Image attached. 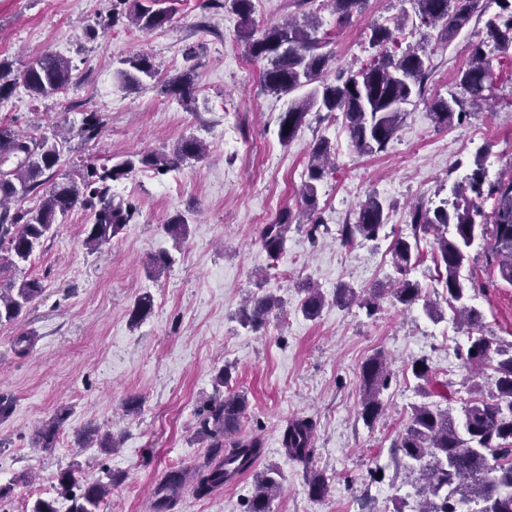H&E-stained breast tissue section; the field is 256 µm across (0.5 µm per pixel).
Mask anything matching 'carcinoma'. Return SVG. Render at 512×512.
<instances>
[{
	"label": "carcinoma",
	"mask_w": 512,
	"mask_h": 512,
	"mask_svg": "<svg viewBox=\"0 0 512 512\" xmlns=\"http://www.w3.org/2000/svg\"><path fill=\"white\" fill-rule=\"evenodd\" d=\"M364 0H329L337 23L349 20ZM500 11L486 22V39L474 44L470 62L460 72L459 86L468 100L453 97L438 99L432 105L431 117L438 126H446L454 118H462L464 103L479 107L491 99L496 77L490 66L487 48L502 52L512 49V0H495ZM421 27H442L441 40L448 42L471 19V0H417ZM127 16L144 31L164 26L168 12L153 10L142 0H128ZM319 24L311 19L305 24L273 25L255 38L249 30L242 31L248 57L262 65L264 89L277 96L291 95L310 87L299 98L291 99L288 109L278 117L279 140L286 144L294 138L303 120L312 109L331 116L342 113L352 146L360 153L380 152L393 139L402 120L401 105L414 94H422L429 73L430 58L417 49H401L398 33L401 26L391 29L384 25L371 28L369 43L379 53L360 69L336 76L327 82L332 57L323 52L324 41L317 36ZM117 69L124 89L137 88L143 79H156L158 71L151 57L137 53L121 61ZM188 69L181 76L161 85V92L193 101L191 75ZM72 77L71 63L53 53H44L23 70L14 71L12 63L0 59V99L9 97L15 86L23 84L33 97H47L64 90ZM104 123L97 112L88 113L77 130L85 140L95 138ZM63 143L42 134L30 136L14 125L0 122V271L16 268L28 262L43 241L52 236L59 220L79 206L90 211L91 223L85 227L84 245L97 249L117 237L139 214L131 201H114L111 183L127 177L138 169L166 173L180 168L187 160L204 156L202 142L183 140L170 154L150 153L129 157L115 165H88L79 179L56 181L45 173L59 163ZM334 155L329 141L321 140L313 148L307 180L301 190L303 204L309 213L317 208L318 185L329 173ZM41 197L32 209L16 206L33 192ZM455 201H440L434 208L415 206L410 213L408 236H397L391 244L392 261L399 275L391 289L394 299L410 306L422 299V287L409 279L411 269L420 258V240L433 236L432 250L437 265L444 298L454 313L464 317L470 329L480 327L481 314L467 304L469 291L475 283H467L463 269L469 261V249L478 238L485 241V257L498 269L500 277L512 283V178L488 183L482 167L472 170L466 181L454 189ZM493 201L490 219L478 202ZM389 212L383 201L368 196L360 203L353 224L342 225L343 245L357 238L378 239L388 223ZM288 214L276 224L264 226L262 245L268 256L276 260L284 249L288 233ZM164 231L175 241L184 238L187 221L176 216L164 225ZM43 286L38 278L0 284V325L11 323L23 309L41 295ZM326 297L317 288L307 289L301 305L303 316L313 319L325 305ZM283 301L273 293L255 295L250 305L240 313V323L253 331L265 325L270 315L282 309ZM153 310V298L139 296L131 311L130 321L137 325ZM464 362L477 370L489 368L495 375L496 393L486 400L477 396L464 407L463 428L455 419L434 403L413 407L403 431L391 443L394 459L405 458L419 468L422 501L418 512H462L461 506L475 504L473 512H512V350L503 348L490 336H470ZM415 378L423 381L420 390L426 397L448 400V383L431 376L425 360L412 364ZM363 393L358 415L364 423H372L383 411L380 398L389 386L390 375L386 360L380 354L368 358L361 370ZM230 380V368L224 367L215 377V396L198 412L200 433L217 449L222 459L215 465L194 470L173 468L155 490L156 512H171L184 487H191L199 498L208 497L225 482L250 471L259 456L261 442L256 438H234L246 413L245 395L225 393L221 388ZM69 413L57 411L37 433V443L52 448L57 434ZM314 425L303 417L288 423L282 435V446L288 457L306 462ZM232 438L229 450L224 439ZM306 486L313 498L328 491L323 473L306 468ZM109 481L88 483L76 477L68 468L57 476L58 494L70 502L67 512H104L112 487L118 485V473L107 471ZM282 487L281 475L275 469L256 474L254 490L247 512H271V502Z\"/></svg>",
	"instance_id": "1"
}]
</instances>
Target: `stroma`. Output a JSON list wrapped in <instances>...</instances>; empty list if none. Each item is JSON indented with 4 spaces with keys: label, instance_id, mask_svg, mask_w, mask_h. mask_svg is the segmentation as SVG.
Returning a JSON list of instances; mask_svg holds the SVG:
<instances>
[{
    "label": "stroma",
    "instance_id": "35a3bbf8",
    "mask_svg": "<svg viewBox=\"0 0 512 512\" xmlns=\"http://www.w3.org/2000/svg\"><path fill=\"white\" fill-rule=\"evenodd\" d=\"M114 0H0V57L24 68L53 52L71 60L73 80L61 93L29 96L17 88L0 100V120L66 141L56 180L77 177L87 161L115 163L132 155L171 151L180 141H204L209 155L159 175L141 169L114 181L112 194L134 202L136 219L119 237L86 249L87 210L71 211L31 260L8 269L4 279L36 277L43 293L11 323L0 326V394L13 400L0 416V485L10 486L0 512H30L36 499H57L56 476L79 469L98 479L104 468L123 476L108 499L109 512H151L150 494L172 467H201L213 451L198 433L197 412L215 393L214 378L230 367L231 391L245 395L239 431L257 437L262 455L255 472L197 499L184 491L172 512H246L255 473H281L282 490L272 512H410L417 474L394 460L390 444L415 405L423 403L412 363L426 359L439 379L451 382L447 402L456 420L472 398L494 389L492 372L473 376L459 356L468 344L452 309L434 298L436 314L424 301L396 302L389 285L396 272L390 244L409 234V212L451 197L454 184L482 165L487 181L512 178V52L496 53L494 97L488 109L440 128L431 118L434 100L461 96L458 74L469 61V46L486 36L485 23L498 10L479 0L469 24L449 43L439 29L416 28V0H366L349 22L337 24L326 0H252L250 29L261 35L271 23L315 18L329 33L327 46L337 70H358L374 55L371 26L404 19L409 42L426 44L431 70L421 96L404 104V118L386 151H356L342 120L309 114L289 143L278 138V116L288 100L262 90L261 67L244 54L240 18L231 0H158L171 19L143 31L127 16L113 18ZM193 62H186L187 50ZM136 53L151 57L157 80L121 89L115 70ZM191 72L195 105L161 94L158 81ZM99 112L105 125L96 138L81 139L84 113ZM336 148V169L320 182L314 216L322 228L310 238L301 188L311 152L320 140ZM377 194L390 219L377 240L342 245L343 225L354 223L359 204ZM292 223L277 264L261 243L265 225L282 214ZM182 215L189 233L174 247L163 226ZM175 252V264L151 273L153 255ZM465 273L478 289L469 303L482 314V332L512 345V284L488 269L484 242L469 250ZM327 298L320 315L305 318L303 284ZM359 297L381 291L380 309L367 315L358 304L337 306L339 285ZM284 298L280 317L257 331L244 329L239 310L257 290ZM154 299L152 313L131 325L129 314L142 293ZM31 346L18 355L16 337ZM383 354L394 378L382 394L384 413L364 424L357 410L361 366ZM141 400L125 414L129 397ZM70 416L54 447L38 448V430L59 409ZM310 418L315 425L309 463L288 458L282 434L288 422ZM89 427L117 437L119 448L104 453L79 441ZM328 477L325 497H311L306 467ZM383 470L367 484L368 472Z\"/></svg>",
    "mask_w": 512,
    "mask_h": 512
}]
</instances>
